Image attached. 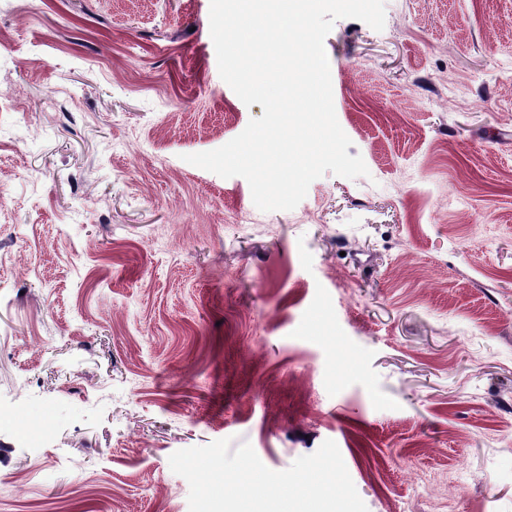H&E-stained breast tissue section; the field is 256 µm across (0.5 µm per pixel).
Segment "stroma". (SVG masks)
<instances>
[{
    "label": "stroma",
    "instance_id": "35a3bbf8",
    "mask_svg": "<svg viewBox=\"0 0 512 512\" xmlns=\"http://www.w3.org/2000/svg\"><path fill=\"white\" fill-rule=\"evenodd\" d=\"M210 0H0V512H189L170 456L333 440L368 512H512V0L324 40L369 174L185 162L261 105Z\"/></svg>",
    "mask_w": 512,
    "mask_h": 512
}]
</instances>
